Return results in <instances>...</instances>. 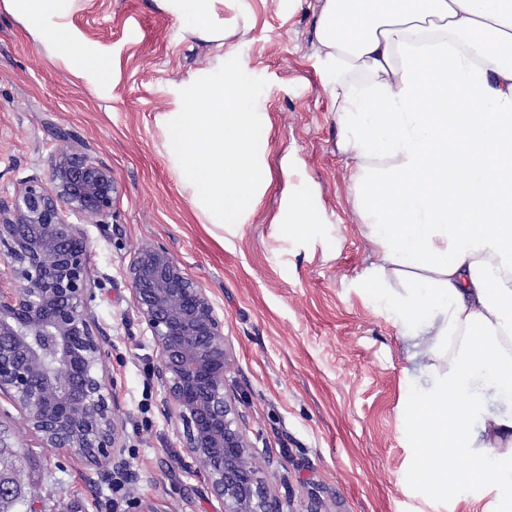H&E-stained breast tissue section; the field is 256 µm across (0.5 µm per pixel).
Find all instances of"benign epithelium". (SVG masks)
Here are the masks:
<instances>
[{
    "label": "benign epithelium",
    "instance_id": "benign-epithelium-1",
    "mask_svg": "<svg viewBox=\"0 0 512 512\" xmlns=\"http://www.w3.org/2000/svg\"><path fill=\"white\" fill-rule=\"evenodd\" d=\"M115 193L112 171L72 147L58 153L47 181L30 180L12 206H0V397L42 447L64 448L103 477L127 467L120 409L91 307L102 284L85 232L67 215L105 224ZM127 279L165 402L211 493L224 512H283L228 383L224 322L204 288L152 244L135 252Z\"/></svg>",
    "mask_w": 512,
    "mask_h": 512
}]
</instances>
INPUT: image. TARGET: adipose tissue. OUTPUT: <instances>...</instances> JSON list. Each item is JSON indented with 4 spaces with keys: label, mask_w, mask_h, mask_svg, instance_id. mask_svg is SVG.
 I'll return each instance as SVG.
<instances>
[{
    "label": "adipose tissue",
    "mask_w": 512,
    "mask_h": 512,
    "mask_svg": "<svg viewBox=\"0 0 512 512\" xmlns=\"http://www.w3.org/2000/svg\"><path fill=\"white\" fill-rule=\"evenodd\" d=\"M76 2L8 0L73 75L109 78L63 22ZM228 2L155 0L216 51L160 121L193 208L232 233L261 202L270 122L224 50ZM312 45L370 245L358 287L422 372L403 397L410 475L512 512V0H317ZM275 224L308 240L321 220L288 189Z\"/></svg>",
    "instance_id": "adipose-tissue-1"
}]
</instances>
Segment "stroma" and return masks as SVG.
<instances>
[{
	"label": "stroma",
	"mask_w": 512,
	"mask_h": 512,
	"mask_svg": "<svg viewBox=\"0 0 512 512\" xmlns=\"http://www.w3.org/2000/svg\"><path fill=\"white\" fill-rule=\"evenodd\" d=\"M317 0H229L243 17L229 39L238 72L263 104L270 180L236 235L203 226L171 168L159 113L171 82L212 56L154 0H79L67 22L111 58L112 78L77 77L33 39L0 0V204L31 178L47 179L57 151L75 146L116 182L112 219L85 224L90 267L103 286L92 303L122 412L125 471L100 477L63 449L42 447L7 399L0 469L16 473L30 512H222L187 453L154 374L152 340L131 298L126 269L145 243L164 247L224 318L229 378L272 496L306 512H465L414 485L402 432L412 373L393 319L357 288L368 243L353 206L340 127L312 48ZM298 176L286 178L285 160ZM323 220L313 241L277 232L286 184Z\"/></svg>",
	"instance_id": "stroma-1"
}]
</instances>
